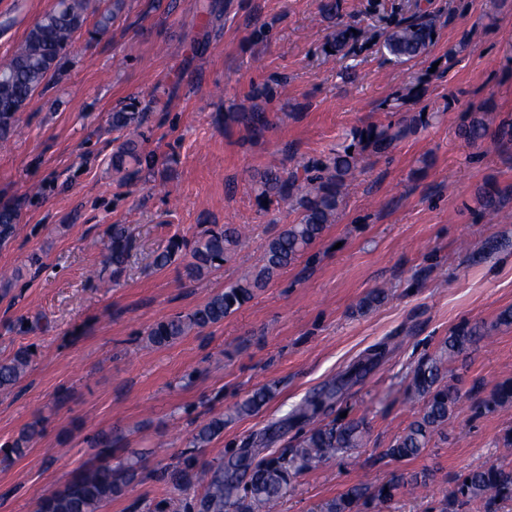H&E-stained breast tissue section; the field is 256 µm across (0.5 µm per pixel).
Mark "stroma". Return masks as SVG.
<instances>
[{
	"label": "stroma",
	"mask_w": 512,
	"mask_h": 512,
	"mask_svg": "<svg viewBox=\"0 0 512 512\" xmlns=\"http://www.w3.org/2000/svg\"><path fill=\"white\" fill-rule=\"evenodd\" d=\"M212 2L213 13L201 6ZM55 0H0V63ZM126 0L104 34H77L59 77L29 101L0 142V205H16L15 238L0 246V358L34 350L13 393L0 394V445L34 419L43 433L27 455L0 461V512H35L40 497L94 463L89 439L113 430L116 459L143 457L137 479L102 512H189L199 489L179 492L166 470L188 456L216 463L243 445L279 450L305 426L292 409L335 384L353 364L366 368L333 408L366 418L370 441L349 458L305 473L278 512H323L356 482L380 483L399 468L430 469L428 490L404 489L390 512H431L464 468L494 460L512 428V408L476 412L463 401L447 439L407 465L382 451L417 414L407 375L457 326L482 322L487 339L450 367L463 389L487 393L512 378V329L494 328L512 306V195L499 212L476 210L488 182L512 185V149L494 136L459 134L468 112L512 114V0ZM435 17L430 53L399 65L379 43L415 10ZM361 32L346 57L325 54L334 24ZM460 46L453 64L449 47ZM429 73L409 106L428 122L381 156L365 154L336 221L323 238L223 324L163 348L145 344L155 322L187 313L261 263L267 240L294 215L260 206V172L289 170L350 144L354 131L399 122L389 100ZM272 95L253 99L256 86ZM137 101L153 166L119 182L112 151L123 140L113 112ZM259 108L269 124L252 131L228 113ZM128 225L130 259L120 275L103 267L111 225ZM213 224L245 227L224 268L200 281L180 264L152 269L155 250L194 240ZM499 248L485 254L489 241ZM40 255L41 267L31 266ZM379 308L359 314L369 291ZM385 351L375 365L374 349ZM275 385L257 414L237 402ZM224 417V432L202 450L196 424Z\"/></svg>",
	"instance_id": "1"
}]
</instances>
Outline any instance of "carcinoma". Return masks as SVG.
Returning <instances> with one entry per match:
<instances>
[{"mask_svg": "<svg viewBox=\"0 0 512 512\" xmlns=\"http://www.w3.org/2000/svg\"><path fill=\"white\" fill-rule=\"evenodd\" d=\"M125 8V0H112L110 8L100 14L94 29L109 26ZM96 12L93 0H60L44 13L29 29L11 58L0 64V141L10 135L20 114L33 94L60 70L74 36L86 26L89 15ZM436 24L426 13L409 16L386 31L382 48L390 59L407 63L428 54L436 39ZM356 34L347 27L336 29L328 46L341 54L354 41ZM146 113L136 111L131 103L112 113V130L123 132L126 139L112 155V169L128 179L150 162L134 132L143 124ZM230 119L255 131L266 124L260 111L233 112ZM424 122L422 115H413L397 124L368 127L353 132L354 143L312 165L303 166V172L288 173L268 170L257 184V199L276 201L297 213L296 219L285 225L269 239L264 248L262 265L240 276L229 287L215 292L208 300L187 314H175L155 323L146 334L147 343L156 348L170 345L183 337L224 322L276 276L304 255L319 240L328 227L335 223L343 204V190L359 168L361 155L384 154L398 140L415 132ZM491 124L488 113L477 110L469 113L462 128L463 135L475 143L487 136ZM505 192L497 187L477 189L474 199L483 211H495L503 202ZM20 214L14 207H0V244L9 243L16 235ZM242 244V232L223 225L207 229L187 246L171 239L154 256L156 270L168 267L179 253H184L183 269L188 279L199 281L229 262ZM131 234L124 224L111 227L103 265L116 274L121 272L129 258ZM387 294L374 290L356 305L366 313L383 304ZM488 329L478 323L465 324L443 340L432 354L422 356L410 371L405 389L407 398L421 403L418 415L384 450L383 456L397 463H406L420 457L437 436H447L448 423L457 405L467 399L474 409L495 412L512 407V378L494 386L482 396L471 390L462 391L448 378V367L459 360L470 346L487 336ZM32 364L28 349H19L12 356L0 359V393H11L26 376ZM353 377L344 376L339 387L329 386L317 395L296 405L291 418L310 421L319 413L330 410L340 400V394ZM276 388L269 385L255 390L235 406L238 416L259 411L273 398ZM224 432V416L211 418L195 432L192 445L205 448L211 440ZM41 435L38 422L26 425L8 444L0 448L5 460L20 458ZM370 438V427L364 418H350L338 422H319L308 429L297 444L283 452L273 451L264 456L252 448H240L224 463L196 467L193 459L171 467L173 484L182 486L196 483L202 490L196 512H276L279 503L296 490L299 478L323 458L331 455L349 457L365 447ZM101 448L99 460L77 470L60 489L41 498L36 512H100L123 486L136 474L139 463L127 461L122 468H112V436L104 434L94 440ZM501 456L467 469L457 479L456 486L438 502L437 512H462V507L478 501L484 512H499L501 505L512 503V429L501 436ZM431 473L401 471L381 484L356 483L326 504L324 512H385L395 501L399 491L407 486L425 487Z\"/></svg>", "mask_w": 512, "mask_h": 512, "instance_id": "1", "label": "carcinoma"}]
</instances>
